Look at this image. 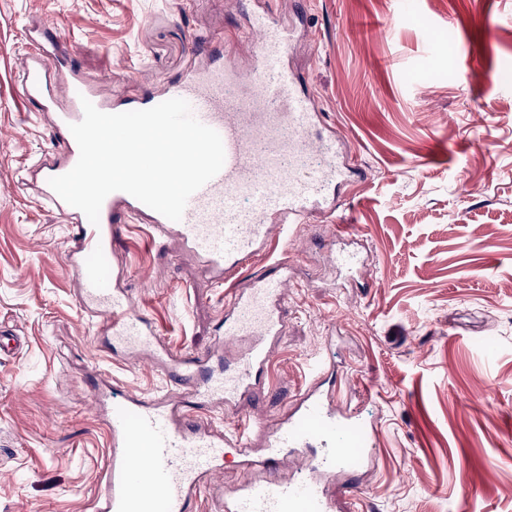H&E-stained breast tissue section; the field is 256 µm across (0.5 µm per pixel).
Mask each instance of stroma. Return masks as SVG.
<instances>
[{
	"label": "stroma",
	"mask_w": 512,
	"mask_h": 512,
	"mask_svg": "<svg viewBox=\"0 0 512 512\" xmlns=\"http://www.w3.org/2000/svg\"><path fill=\"white\" fill-rule=\"evenodd\" d=\"M295 37L288 65L364 171L295 245L214 285L196 259L127 224L118 247L134 302L173 351L208 347L224 300L271 259L291 268L288 332L266 388L244 405L275 424L307 362L336 367L342 401L376 422L379 465L337 512H512V0H270ZM253 0H0V512H89L106 466L95 388L164 381L88 328L67 273V227L20 187L58 144L17 92L28 25L59 24L73 64L115 99L156 95L193 64L194 40L231 37ZM452 44L436 61L429 37ZM349 233L337 235V225ZM356 238L361 282L330 251Z\"/></svg>",
	"instance_id": "stroma-1"
}]
</instances>
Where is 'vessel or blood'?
Wrapping results in <instances>:
<instances>
[{
  "instance_id": "1",
  "label": "vessel or blood",
  "mask_w": 512,
  "mask_h": 512,
  "mask_svg": "<svg viewBox=\"0 0 512 512\" xmlns=\"http://www.w3.org/2000/svg\"><path fill=\"white\" fill-rule=\"evenodd\" d=\"M253 30L258 40L249 71L226 63L208 41L193 52L209 56V63L168 84L161 98L129 95L114 103L98 98L72 68L74 42L45 32L27 38L18 91L49 115V131L60 146L53 160L39 161L29 172L38 201L68 226V268L78 281L79 309L107 322L113 349L128 360L152 353L156 373L181 395L175 402L166 393L133 394L111 382L96 389V398L110 403L105 425L112 453L94 512H189L231 449L242 471L258 467L266 476H246L227 489L214 512H335L336 493L356 492L362 471L378 464L375 426L335 395L316 389L332 369L324 356L311 359L309 384L275 428L264 430L260 416L236 408L264 386L273 345L286 330L287 262L276 261L274 273L260 272L237 289L225 304L224 330L208 348L177 354L109 276L122 226L140 215L142 203L111 193L94 225L49 185L78 161L69 126L81 121L83 101L120 113L181 98L220 134L225 163L190 197L181 221L153 214V235L176 239L197 254L212 282L223 283L266 253L273 227L288 232L312 214L334 212L336 188L356 176L357 168L324 134V115L312 93L299 90L287 65L291 35L278 15L264 11ZM289 455L301 456L303 465L285 479L278 468Z\"/></svg>"
}]
</instances>
